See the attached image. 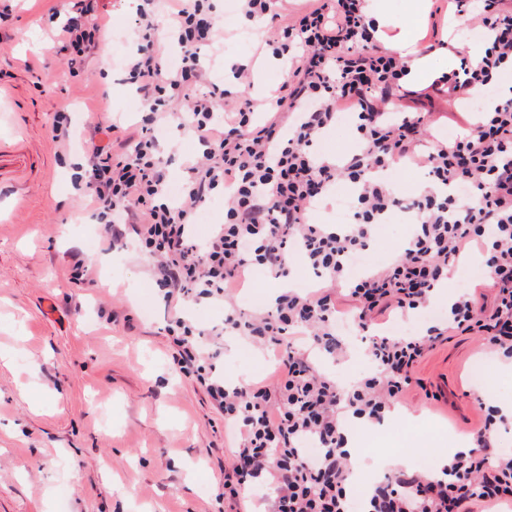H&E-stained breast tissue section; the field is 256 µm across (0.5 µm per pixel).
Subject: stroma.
Segmentation results:
<instances>
[{
  "label": "stroma",
  "mask_w": 512,
  "mask_h": 512,
  "mask_svg": "<svg viewBox=\"0 0 512 512\" xmlns=\"http://www.w3.org/2000/svg\"><path fill=\"white\" fill-rule=\"evenodd\" d=\"M415 22L417 42L455 41L467 47L485 40L481 29L458 26L446 0H425ZM215 0L217 42L204 48V77L224 84L225 67L246 60L249 92L264 100L286 78V65H273L265 42L271 28ZM81 0H13L0 23V140L15 144L0 161V512H224L216 477L229 466L220 419L202 391L182 378L164 328L171 313L150 276L151 258L135 243L109 249L100 221L72 185L74 161H88L101 113H113L119 128L115 146L137 135L144 101L113 53L130 55L138 38L127 0H109L100 23L123 34L122 43L97 45L68 64L56 49L60 25L76 15ZM252 34L245 51L236 43ZM428 134L448 140L473 120L472 100L422 102ZM70 113L69 148L52 139L57 114ZM202 148L188 131L168 132L163 167L171 181ZM402 215L377 226L368 253L370 266L395 258L410 235ZM91 264L94 284L75 285L67 276L73 257ZM264 269H255L227 304L184 302L179 312L201 327L222 323L224 311L258 313L271 301ZM149 305L152 316L141 307ZM346 353L320 359L308 341L298 347L316 369L342 386L372 368L367 342L350 331ZM499 354L484 350L480 337L451 336L416 366L413 383L395 414L382 427L403 434L416 419L433 435L399 451H381L369 468L371 479L394 471V455L406 471L421 459L437 463L456 439L480 427L482 406L512 405V369ZM490 382L479 389L476 368ZM272 357L237 336L224 339V376L232 381L264 379Z\"/></svg>",
  "instance_id": "35a3bbf8"
}]
</instances>
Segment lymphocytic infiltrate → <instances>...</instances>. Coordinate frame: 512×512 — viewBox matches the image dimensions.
I'll return each instance as SVG.
<instances>
[{
	"label": "lymphocytic infiltrate",
	"instance_id": "1",
	"mask_svg": "<svg viewBox=\"0 0 512 512\" xmlns=\"http://www.w3.org/2000/svg\"><path fill=\"white\" fill-rule=\"evenodd\" d=\"M454 2L455 20L477 19L491 31V45L480 66L461 57L458 69L434 86L453 99L479 88L488 105L473 127L425 156L417 151L422 116L387 109L402 89L407 63L378 45L365 0H323L279 26L269 46L272 55L287 56L288 76L266 102L272 117L265 122L255 121L252 97H232L202 81L200 53L216 37L208 0H175L169 24L179 49L174 67L157 48L154 0L136 6L140 43L127 72L149 113L127 150L94 146L85 171L109 246L134 237L155 260L151 275L168 306L224 300L256 266L287 275L296 254L321 280L317 288L282 292L264 312L229 313L223 326L207 331L181 316L166 327L181 375L199 385L231 439V468L218 483L235 507L244 505L245 489L268 478L275 493L269 512H356L340 412L383 422L416 365L452 331L481 336L488 349L512 357V98H503L497 83L512 70V12L503 10V0ZM347 119L358 149L340 160L319 154L316 144ZM174 122L203 147L176 185L162 169L158 140ZM414 166L426 168L430 188L411 198L381 178ZM343 180L353 187L346 222L311 223V211ZM218 193L224 221L197 243L192 229ZM399 211L414 225L399 254L353 277L351 258L365 254L375 227ZM475 250L493 272V304L466 287L447 327L372 337L375 369L350 388L317 372L294 348L292 338L301 334L324 355L343 356L340 321L364 330L381 316L419 308ZM228 328L276 353L274 381L226 383L221 360ZM497 416L487 410L470 450L447 466L383 476L358 512L512 506V453L495 449Z\"/></svg>",
	"mask_w": 512,
	"mask_h": 512
}]
</instances>
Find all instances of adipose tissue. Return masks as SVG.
Listing matches in <instances>:
<instances>
[{"label":"adipose tissue","instance_id":"adipose-tissue-1","mask_svg":"<svg viewBox=\"0 0 512 512\" xmlns=\"http://www.w3.org/2000/svg\"><path fill=\"white\" fill-rule=\"evenodd\" d=\"M366 12L373 19L379 38L387 43L392 52L406 57L407 84H429L455 69L457 58L454 49L435 52L419 46L410 26L397 23L391 17L385 0H367Z\"/></svg>","mask_w":512,"mask_h":512}]
</instances>
